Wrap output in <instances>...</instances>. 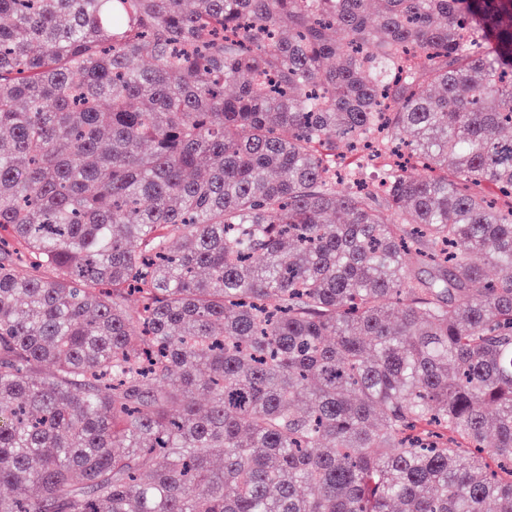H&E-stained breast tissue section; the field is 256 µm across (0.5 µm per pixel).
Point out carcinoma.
<instances>
[{
	"instance_id": "1",
	"label": "carcinoma",
	"mask_w": 512,
	"mask_h": 512,
	"mask_svg": "<svg viewBox=\"0 0 512 512\" xmlns=\"http://www.w3.org/2000/svg\"><path fill=\"white\" fill-rule=\"evenodd\" d=\"M0 15V512H512V0Z\"/></svg>"
}]
</instances>
